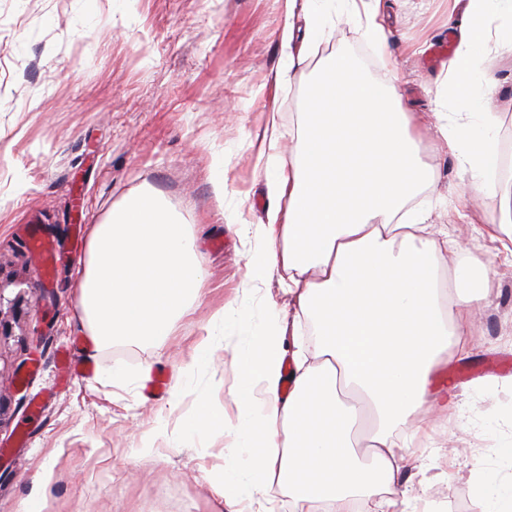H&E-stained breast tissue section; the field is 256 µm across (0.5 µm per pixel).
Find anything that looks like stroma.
Returning <instances> with one entry per match:
<instances>
[{"mask_svg":"<svg viewBox=\"0 0 512 512\" xmlns=\"http://www.w3.org/2000/svg\"><path fill=\"white\" fill-rule=\"evenodd\" d=\"M389 2L386 58L367 74L391 84L407 111L456 120L460 101L447 92L454 0ZM284 22V0H0V512H21L42 481L45 512H225L211 487L224 464L222 429L203 448L170 447L164 434L231 412L235 333L191 384L183 369L221 307L246 318L284 298L275 281L237 293L268 205L255 146L265 102H278L275 161L290 165L308 85L334 56L366 49L357 14L345 12L278 85ZM482 66L497 81L492 135L512 146V52H491ZM220 156L219 201L209 170ZM424 159L435 182L415 206L459 236L498 286L471 356L448 355L431 378L436 389L458 384L457 414L433 416L432 448L393 492L412 512H473L480 475L498 474L512 448L503 424L512 410V265L457 217L480 201L462 202L461 162L436 130L426 132ZM144 188L190 225L205 294L176 335L104 348L90 375H68L59 353L85 357L74 278L89 227ZM236 210L244 223L227 228L223 214ZM115 366L124 382L108 381Z\"/></svg>","mask_w":512,"mask_h":512,"instance_id":"obj_1","label":"stroma"}]
</instances>
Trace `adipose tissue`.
Instances as JSON below:
<instances>
[{
  "label": "adipose tissue",
  "instance_id": "obj_1",
  "mask_svg": "<svg viewBox=\"0 0 512 512\" xmlns=\"http://www.w3.org/2000/svg\"><path fill=\"white\" fill-rule=\"evenodd\" d=\"M337 0H286L283 54L275 81L308 58L306 39L320 37ZM464 17L448 61L454 82L490 96L495 82L480 67L491 48L512 52V0H460ZM494 39H487V32ZM294 163L274 165L280 139L276 106L257 133V162L274 203L252 252L246 285L278 280L287 308L269 306L232 351L236 408L224 421V467L212 488L228 512L239 505L275 512L270 484L288 488L304 512H342L350 499L399 482L429 425L417 414L447 416L460 407L449 385L430 387L443 356L467 357L473 319L494 285L486 264L451 237H434L426 212L411 202L431 188L423 159L422 124L404 111L394 89L368 78L362 63L340 54L307 91ZM489 112H469L439 130L461 156L467 192L484 201L472 230L500 243L512 263V196L487 174L496 146ZM455 257L441 287L443 254ZM206 273L188 225L171 205L144 190L127 196L91 225L75 288L85 351L173 335L203 293ZM308 321L315 350L285 349L286 334ZM234 312L209 319L187 374L206 365ZM377 497V495H376ZM375 512H402L394 497H377Z\"/></svg>",
  "mask_w": 512,
  "mask_h": 512
}]
</instances>
